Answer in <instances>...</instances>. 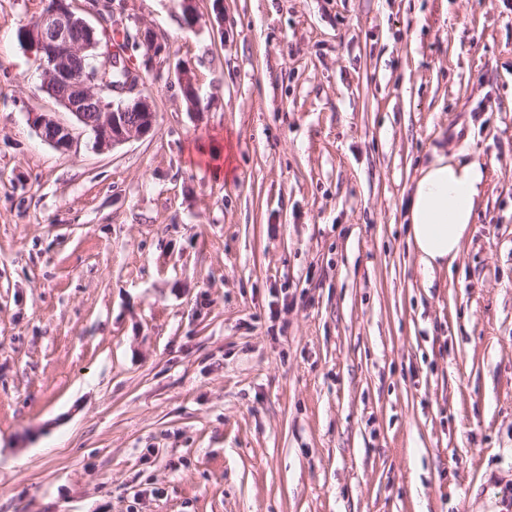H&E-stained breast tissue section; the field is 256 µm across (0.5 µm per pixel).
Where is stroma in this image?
I'll return each instance as SVG.
<instances>
[{
    "instance_id": "stroma-1",
    "label": "stroma",
    "mask_w": 512,
    "mask_h": 512,
    "mask_svg": "<svg viewBox=\"0 0 512 512\" xmlns=\"http://www.w3.org/2000/svg\"><path fill=\"white\" fill-rule=\"evenodd\" d=\"M120 6L205 112L62 153L0 0V512H512V0ZM438 153L487 183L427 274ZM177 71L182 94L187 100L188 110L195 116H201L205 112V108L202 106L199 88L191 69L179 66Z\"/></svg>"
}]
</instances>
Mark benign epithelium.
<instances>
[{
	"instance_id": "7a95c632",
	"label": "benign epithelium",
	"mask_w": 512,
	"mask_h": 512,
	"mask_svg": "<svg viewBox=\"0 0 512 512\" xmlns=\"http://www.w3.org/2000/svg\"><path fill=\"white\" fill-rule=\"evenodd\" d=\"M87 2V12L101 22L111 13V27L97 28L72 9L70 0H43L20 29L21 42L40 56L42 91L75 121L68 125L43 113L32 116L41 138L61 152L72 148L78 130L93 136L98 151L154 133L156 110L143 86L146 76L160 77L170 59L167 44L150 27L132 30L114 14L112 0ZM133 46L144 49L140 65L127 55ZM178 80L188 110L201 116L205 108L191 69L178 67Z\"/></svg>"
}]
</instances>
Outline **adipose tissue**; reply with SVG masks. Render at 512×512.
<instances>
[{
	"label": "adipose tissue",
	"mask_w": 512,
	"mask_h": 512,
	"mask_svg": "<svg viewBox=\"0 0 512 512\" xmlns=\"http://www.w3.org/2000/svg\"><path fill=\"white\" fill-rule=\"evenodd\" d=\"M486 186L480 164L435 157L411 183L410 239L425 272L451 268Z\"/></svg>",
	"instance_id": "obj_1"
}]
</instances>
